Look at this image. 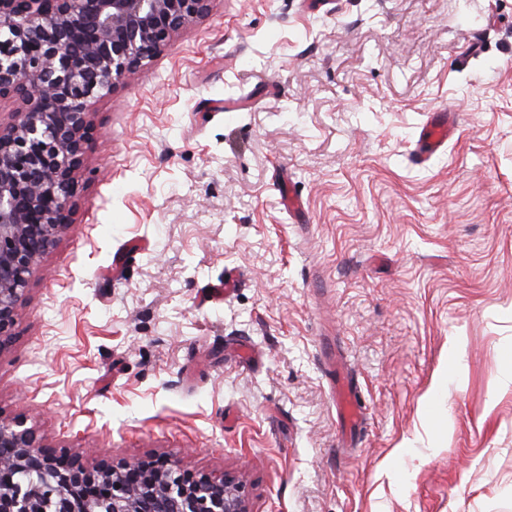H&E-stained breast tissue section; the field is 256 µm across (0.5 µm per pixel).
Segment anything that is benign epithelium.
I'll return each mask as SVG.
<instances>
[{
  "label": "benign epithelium",
  "mask_w": 512,
  "mask_h": 512,
  "mask_svg": "<svg viewBox=\"0 0 512 512\" xmlns=\"http://www.w3.org/2000/svg\"><path fill=\"white\" fill-rule=\"evenodd\" d=\"M212 0H0V350L30 277L73 224L93 105ZM0 512H250L246 485L173 456L92 462L0 416Z\"/></svg>",
  "instance_id": "7a95c632"
}]
</instances>
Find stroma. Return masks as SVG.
Wrapping results in <instances>:
<instances>
[{"instance_id": "35a3bbf8", "label": "stroma", "mask_w": 512, "mask_h": 512, "mask_svg": "<svg viewBox=\"0 0 512 512\" xmlns=\"http://www.w3.org/2000/svg\"><path fill=\"white\" fill-rule=\"evenodd\" d=\"M444 105L457 134L416 166ZM93 121L0 415L236 473L251 512H512V0H213ZM325 331L364 406L348 444Z\"/></svg>"}]
</instances>
